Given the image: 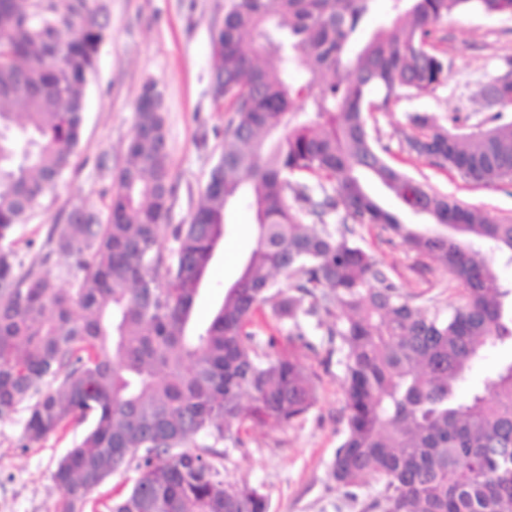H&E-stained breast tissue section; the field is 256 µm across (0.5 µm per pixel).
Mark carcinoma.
Instances as JSON below:
<instances>
[{"mask_svg": "<svg viewBox=\"0 0 512 512\" xmlns=\"http://www.w3.org/2000/svg\"><path fill=\"white\" fill-rule=\"evenodd\" d=\"M373 2L224 0L216 78L231 117L211 171L220 189L206 184L190 221L167 223L162 94L145 83L106 215L72 211L48 237L42 261L70 259L64 288L24 268L12 236L77 153L108 26L88 0H0V418L26 406L29 442L90 422L52 474L61 512H82L133 460L138 477L110 512H268L261 488L226 479L209 457L240 443L245 420L289 425L315 402L299 356L276 352L273 334L266 352L253 344L267 303L302 348L315 350L310 324L336 343L347 422L330 476L353 496L376 480L369 512H512V360L468 394L457 389L486 348L512 347V286L494 267L512 264V223L393 167L367 125L401 92L447 82L426 45L448 15H512V0H390V20L370 30ZM351 51L347 75L325 81ZM480 95L499 110L452 112L446 127L413 114L419 133L407 146L495 185L512 177V81L495 77ZM364 172L429 226L379 204ZM237 199L254 211L255 244L239 287L200 326L194 303ZM370 225L446 268L465 302L416 304L359 243L357 227ZM277 274L288 291L274 288Z\"/></svg>", "mask_w": 512, "mask_h": 512, "instance_id": "cac0c4a2", "label": "carcinoma"}]
</instances>
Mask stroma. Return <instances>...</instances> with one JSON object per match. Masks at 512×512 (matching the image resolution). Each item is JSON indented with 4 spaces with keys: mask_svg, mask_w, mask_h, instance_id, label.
<instances>
[{
    "mask_svg": "<svg viewBox=\"0 0 512 512\" xmlns=\"http://www.w3.org/2000/svg\"><path fill=\"white\" fill-rule=\"evenodd\" d=\"M89 5L104 8L108 36L88 81L77 155L56 189L15 232L16 250L30 260L35 253L29 242L45 240L72 209L105 212L104 192L113 186L124 162L133 113L147 81L157 82L163 95L172 176L170 223L189 221L221 150L215 133L230 117L213 91L219 64L213 33L224 16V0H89ZM429 48L447 61V82L419 95L402 93L388 109L374 112L368 124L377 130L386 159L398 169L466 207L497 220H512V182L487 187L463 179L410 154L404 139L411 114L426 113L444 125L457 107L473 111L470 96L488 85L512 57V15H450L433 34ZM253 222L247 204L228 209L224 242L195 308L198 322L209 320L225 285L239 275L253 247ZM359 233L362 246L390 267L403 291L416 296L418 303L432 298L444 306L462 303V289L448 272L432 263L418 265L400 236L377 226L360 228ZM252 330L258 349H265L268 336L274 334L280 349L298 351L313 376L316 401L290 425L244 424L240 444L219 450L225 476L260 487L269 499V512H365L378 496L379 484L369 482L353 498L329 475L345 429L346 402L343 369L328 337H315L316 351L298 350L287 326L277 322L268 306ZM27 417L21 407L0 419V512H58L61 495L52 474L88 425L73 421L27 444Z\"/></svg>",
    "mask_w": 512,
    "mask_h": 512,
    "instance_id": "stroma-1",
    "label": "stroma"
}]
</instances>
